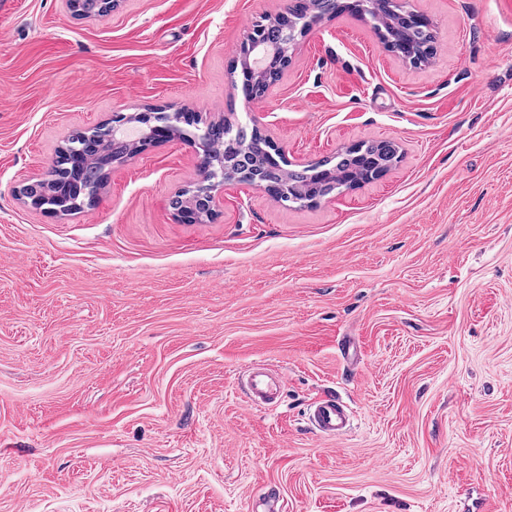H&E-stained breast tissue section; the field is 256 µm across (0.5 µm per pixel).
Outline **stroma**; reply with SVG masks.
<instances>
[{
	"label": "stroma",
	"instance_id": "35a3bbf8",
	"mask_svg": "<svg viewBox=\"0 0 512 512\" xmlns=\"http://www.w3.org/2000/svg\"><path fill=\"white\" fill-rule=\"evenodd\" d=\"M431 64L327 18L263 96L240 44L288 0H0V512H512V0H409ZM177 105L230 117L293 167L391 140L378 179L309 208L199 177L167 139L73 216L32 207L68 135ZM283 376L248 405L241 372ZM331 392L354 412L308 426ZM72 13L85 18H95L99 13L112 10L119 0H64ZM309 421L312 430L321 438L339 439L352 427V413L335 394H324L310 408Z\"/></svg>",
	"mask_w": 512,
	"mask_h": 512
}]
</instances>
